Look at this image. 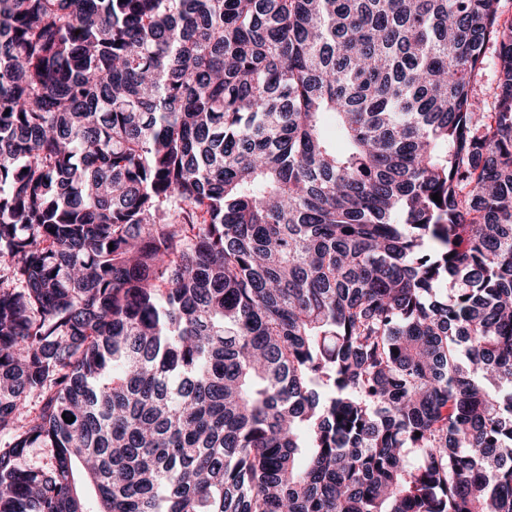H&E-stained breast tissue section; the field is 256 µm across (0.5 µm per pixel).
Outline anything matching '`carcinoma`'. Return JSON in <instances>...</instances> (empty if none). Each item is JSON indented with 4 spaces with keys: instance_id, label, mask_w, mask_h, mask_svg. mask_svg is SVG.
Returning <instances> with one entry per match:
<instances>
[{
    "instance_id": "carcinoma-1",
    "label": "carcinoma",
    "mask_w": 512,
    "mask_h": 512,
    "mask_svg": "<svg viewBox=\"0 0 512 512\" xmlns=\"http://www.w3.org/2000/svg\"><path fill=\"white\" fill-rule=\"evenodd\" d=\"M1 432L0 512H512L499 0H0ZM475 89L479 99L491 100L495 90V67L492 53L488 54L485 68L477 78Z\"/></svg>"
}]
</instances>
